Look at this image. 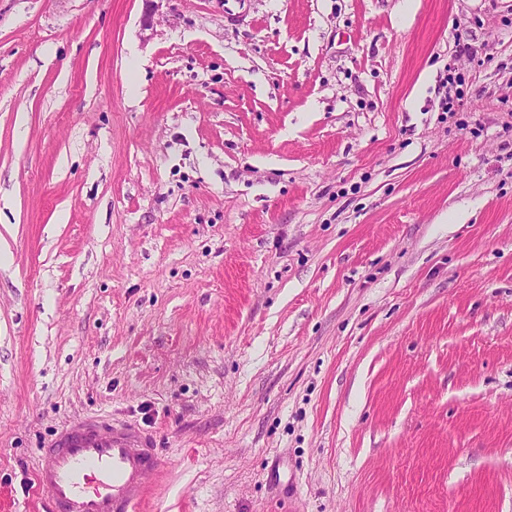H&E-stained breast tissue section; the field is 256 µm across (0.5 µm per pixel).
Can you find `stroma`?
Here are the masks:
<instances>
[{"instance_id": "35a3bbf8", "label": "stroma", "mask_w": 512, "mask_h": 512, "mask_svg": "<svg viewBox=\"0 0 512 512\" xmlns=\"http://www.w3.org/2000/svg\"><path fill=\"white\" fill-rule=\"evenodd\" d=\"M224 2L0 0V512H512V0ZM160 463L150 434L87 418L41 448L36 479L49 494L48 512H138L143 479Z\"/></svg>"}]
</instances>
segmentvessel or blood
Wrapping results in <instances>:
<instances>
[{"label": "vessel or blood", "instance_id": "obj_1", "mask_svg": "<svg viewBox=\"0 0 512 512\" xmlns=\"http://www.w3.org/2000/svg\"><path fill=\"white\" fill-rule=\"evenodd\" d=\"M160 463L150 434L87 418L41 448L36 479L48 493L47 512H138L143 479Z\"/></svg>", "mask_w": 512, "mask_h": 512}]
</instances>
